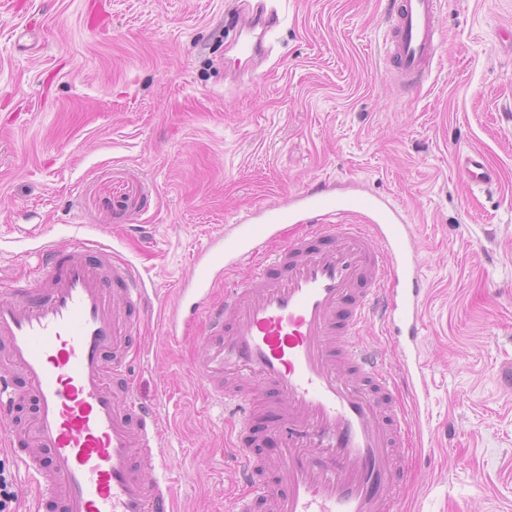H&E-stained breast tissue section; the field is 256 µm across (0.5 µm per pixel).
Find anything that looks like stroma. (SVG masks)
I'll list each match as a JSON object with an SVG mask.
<instances>
[{
  "mask_svg": "<svg viewBox=\"0 0 512 512\" xmlns=\"http://www.w3.org/2000/svg\"><path fill=\"white\" fill-rule=\"evenodd\" d=\"M393 0H0V290L49 240L97 241L157 292L129 373L163 398L177 512H234L227 415L160 318L210 237L318 181L406 210L427 290L425 384L404 394L402 512H512V0H440L411 89L384 60ZM278 22L240 58L229 10ZM481 151L471 187L458 154ZM457 170L462 181L469 185H485L492 182L494 177L479 152L457 157Z\"/></svg>",
  "mask_w": 512,
  "mask_h": 512,
  "instance_id": "1",
  "label": "stroma"
}]
</instances>
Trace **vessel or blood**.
I'll return each instance as SVG.
<instances>
[{"label":"vessel or blood","instance_id":"obj_1","mask_svg":"<svg viewBox=\"0 0 512 512\" xmlns=\"http://www.w3.org/2000/svg\"><path fill=\"white\" fill-rule=\"evenodd\" d=\"M438 0H395L385 53L404 84L436 57ZM271 17L243 21L240 55L266 54ZM471 185L492 182L482 154L458 156ZM366 215V224H347ZM289 224L306 232L288 238ZM252 258L250 283L211 302L218 274ZM44 288L0 292V339L16 377L0 375V444L23 466L43 512H175L155 406L138 396L125 361L150 319L151 292L135 266L102 245L49 242ZM193 279L176 291L166 333L204 319L193 370L223 397L232 375L274 399L277 487L256 481L239 451V480L275 512H399L409 452L384 353L364 340L379 321L398 352L406 388L424 379L423 282L414 227L385 197L319 184L246 213L210 238ZM35 409L24 434L13 414Z\"/></svg>","mask_w":512,"mask_h":512}]
</instances>
